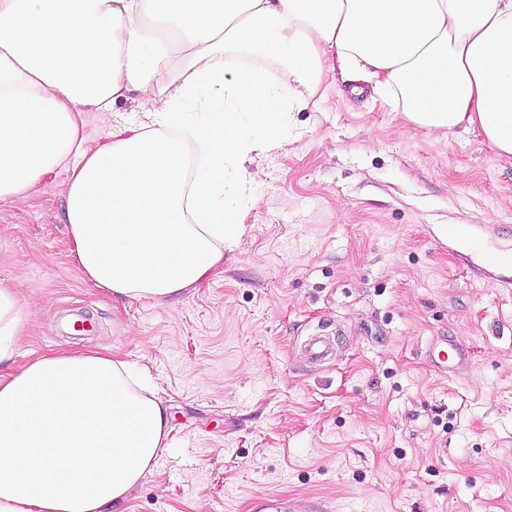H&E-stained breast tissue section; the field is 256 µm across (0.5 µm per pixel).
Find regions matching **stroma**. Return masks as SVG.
Instances as JSON below:
<instances>
[{
	"label": "stroma",
	"instance_id": "35a3bbf8",
	"mask_svg": "<svg viewBox=\"0 0 512 512\" xmlns=\"http://www.w3.org/2000/svg\"><path fill=\"white\" fill-rule=\"evenodd\" d=\"M136 91L85 109L90 151L149 123ZM256 173L237 239L207 282L161 301L92 288L77 268L59 169L0 200V280L28 305L17 362L113 352L148 368L171 442L112 512H512V165L478 127L430 132L366 76L326 74ZM469 229L478 252L441 233ZM338 332L336 359L302 343ZM442 336L469 351L442 373ZM427 360L439 371H448L449 369L455 372L467 364L468 352L461 342L453 337H448L432 344L427 351ZM448 362H452L450 367H448Z\"/></svg>",
	"mask_w": 512,
	"mask_h": 512
}]
</instances>
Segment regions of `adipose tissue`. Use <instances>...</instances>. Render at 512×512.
Returning a JSON list of instances; mask_svg holds the SVG:
<instances>
[{
  "instance_id": "obj_1",
  "label": "adipose tissue",
  "mask_w": 512,
  "mask_h": 512,
  "mask_svg": "<svg viewBox=\"0 0 512 512\" xmlns=\"http://www.w3.org/2000/svg\"><path fill=\"white\" fill-rule=\"evenodd\" d=\"M371 71L430 131L478 126L512 165V0H0V200L70 164L65 221L94 287L163 300L224 261L254 174L325 72ZM150 97L93 153L84 108ZM0 280V512H112L170 446L147 369L60 351L14 364Z\"/></svg>"
}]
</instances>
